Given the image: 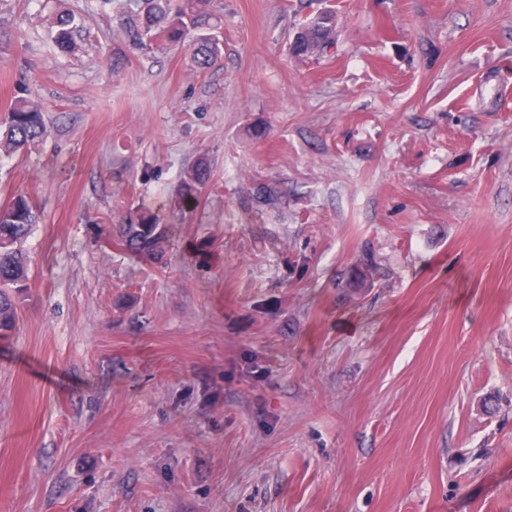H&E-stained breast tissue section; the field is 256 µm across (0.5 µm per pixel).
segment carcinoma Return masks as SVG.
<instances>
[{
    "label": "carcinoma",
    "instance_id": "cac0c4a2",
    "mask_svg": "<svg viewBox=\"0 0 512 512\" xmlns=\"http://www.w3.org/2000/svg\"><path fill=\"white\" fill-rule=\"evenodd\" d=\"M207 0H137L143 12V22L129 28L128 37L136 46L167 43L177 46L187 40L193 42V60L205 72L221 60L223 36L218 32L202 33L209 25L204 4ZM336 27L329 14H320L302 24L294 38L292 53L310 57L324 53L334 42ZM47 127L38 103L30 98H19L10 104L0 118V156L9 157L31 143L44 138ZM212 170L207 159L199 158L181 180L180 198L198 201L202 190L210 182ZM280 193L272 187L256 189L255 200L261 205H276ZM40 214L27 193L16 191L0 204V336H9L16 328L18 301L8 292L12 284L28 280V267L21 251ZM168 225L146 212L135 214L126 224L118 225L116 245L135 259H154L161 255L167 240ZM372 262L363 260L348 269L341 281L350 289L360 291L374 284Z\"/></svg>",
    "mask_w": 512,
    "mask_h": 512
}]
</instances>
